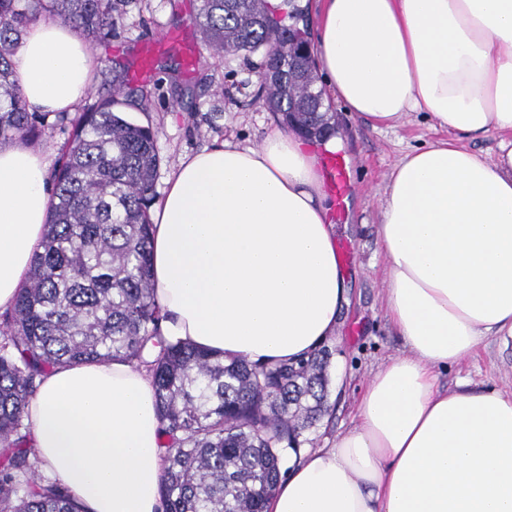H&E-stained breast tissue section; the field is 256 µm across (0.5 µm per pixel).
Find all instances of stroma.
I'll list each match as a JSON object with an SVG mask.
<instances>
[{
	"instance_id": "stroma-1",
	"label": "stroma",
	"mask_w": 512,
	"mask_h": 512,
	"mask_svg": "<svg viewBox=\"0 0 512 512\" xmlns=\"http://www.w3.org/2000/svg\"><path fill=\"white\" fill-rule=\"evenodd\" d=\"M199 0H123L121 19L110 42L95 44L100 54L86 98L94 103L112 88L115 67H124L128 86L152 94L149 111L131 108L130 120L152 125L160 157L155 191L163 193L181 159L225 140L256 146L278 123L255 99L260 54L213 56L194 25ZM339 152L351 172L352 190L337 221V239L353 248L343 263L347 302L335 336L327 390L331 411L306 434L307 449L331 446L355 426L357 403L369 377L406 346L385 308L386 263L377 237L378 214L390 170L413 148L446 138L422 114L413 112L398 126H374L329 98ZM473 388L512 392V341L489 337L477 354L441 373L443 386L457 378Z\"/></svg>"
}]
</instances>
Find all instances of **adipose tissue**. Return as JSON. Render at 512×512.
I'll return each mask as SVG.
<instances>
[{"instance_id":"1","label":"adipose tissue","mask_w":512,"mask_h":512,"mask_svg":"<svg viewBox=\"0 0 512 512\" xmlns=\"http://www.w3.org/2000/svg\"><path fill=\"white\" fill-rule=\"evenodd\" d=\"M327 92L374 125L406 113L464 137L500 133L488 161L438 140L392 169L378 224L387 315L408 347L369 378L359 422L290 458L266 512H512V394L438 371L512 337V0H323L311 45ZM98 55L55 19L28 27L14 79L40 112H73ZM48 155L0 144V312L39 249ZM166 336L252 362L292 361L335 335L347 301L320 159L295 133L185 156L150 210ZM25 422L85 512H165L147 370L46 371Z\"/></svg>"}]
</instances>
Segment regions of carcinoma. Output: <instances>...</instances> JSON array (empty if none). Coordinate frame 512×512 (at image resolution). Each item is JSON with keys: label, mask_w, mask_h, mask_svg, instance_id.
Returning <instances> with one entry per match:
<instances>
[{"label": "carcinoma", "mask_w": 512, "mask_h": 512, "mask_svg": "<svg viewBox=\"0 0 512 512\" xmlns=\"http://www.w3.org/2000/svg\"><path fill=\"white\" fill-rule=\"evenodd\" d=\"M48 14L95 41L112 37L116 0H0V142H35L51 116L71 134L61 148L42 250L0 323V512H82L56 479L39 473L25 423L35 380L54 366L120 360L146 368L161 422L166 512H263L288 457L328 412L325 346L293 362L253 363L162 336L151 281L159 168L155 131L131 122L123 80L112 95L70 117L33 112L12 80L24 29ZM196 25L218 58L263 53L259 100L309 139L333 133L313 59L302 62L290 109L288 27L266 0H200Z\"/></svg>", "instance_id": "cac0c4a2"}]
</instances>
